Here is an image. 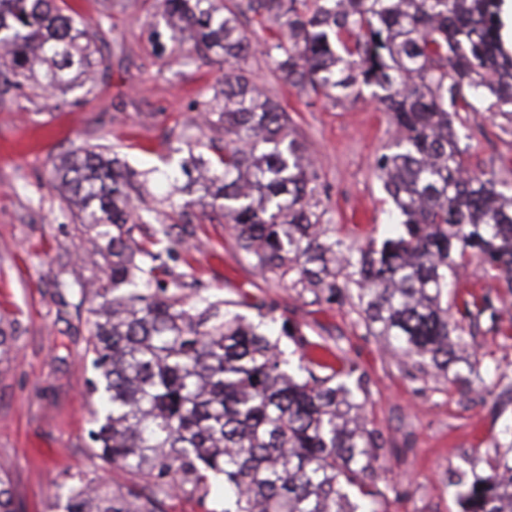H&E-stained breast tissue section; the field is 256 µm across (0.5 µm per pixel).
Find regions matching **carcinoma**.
<instances>
[{
  "instance_id": "cac0c4a2",
  "label": "carcinoma",
  "mask_w": 512,
  "mask_h": 512,
  "mask_svg": "<svg viewBox=\"0 0 512 512\" xmlns=\"http://www.w3.org/2000/svg\"><path fill=\"white\" fill-rule=\"evenodd\" d=\"M53 0H0V80L34 93L65 92L97 63L98 47L83 23ZM166 13L191 30L184 64L233 65L224 73V106L208 110L224 138L214 157L191 154L166 175L180 193H200L224 212L241 248L264 273H294L304 288L342 294L336 263L351 267L368 328L397 344L419 369L449 377L463 337L448 321V274L476 254L512 288V196L493 178L465 175L455 123L467 98L512 106V54L500 40V0H162ZM250 12L274 20L282 36L267 52L280 78L336 101L362 87L397 127L392 151L375 162L400 222L381 246L353 251L324 236L308 198L316 173L290 118L262 93L239 63L254 46L240 28ZM64 200L78 208L105 260L101 277L74 279L88 313L87 353L104 399L89 439L102 470L126 469L142 484L108 493L80 478L61 512H167L175 489L205 509L211 479L224 477L222 512H385L388 489L376 482L375 431L361 421L352 390L336 377L329 345L311 342L283 322L284 335L306 351L303 379L287 370L260 317L274 307L195 296L170 262L172 227L150 228L135 202L138 173L99 147L80 148L53 165ZM490 376L480 362L469 377ZM367 499H352L350 489ZM461 512H512V440L471 471ZM0 512H20L0 469Z\"/></svg>"
}]
</instances>
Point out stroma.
Listing matches in <instances>:
<instances>
[{"instance_id":"1","label":"stroma","mask_w":512,"mask_h":512,"mask_svg":"<svg viewBox=\"0 0 512 512\" xmlns=\"http://www.w3.org/2000/svg\"><path fill=\"white\" fill-rule=\"evenodd\" d=\"M160 0H55L78 14L102 55L105 77L92 87L35 95L0 91V323L12 332L15 354L0 362V464H7L23 512H56L55 498L73 479L100 478L107 490L127 491L133 479L102 472L88 437L98 394L86 356L89 325L62 279L100 276L103 260L91 254L88 232L68 210L51 177L53 162L81 147L105 145L130 168L146 173L143 200L181 220L168 199L166 171L214 137L205 120L224 70L199 62L180 65L191 34L158 53L154 33L164 30ZM256 45L244 68L288 112L317 178L311 199L321 229L359 248L392 236L396 209L374 168L389 151L397 128L369 93L343 102L315 97L284 83L265 53L278 27L245 19ZM459 129L464 164L495 178L512 193V114L473 100ZM193 237L179 245L177 270L186 282L224 299L240 295L273 304L269 325L291 366L299 356L280 321L312 341H324L363 376L356 396L367 428L383 452L375 464L378 485L389 486L386 512H460L459 477L495 455L512 434V289L466 255L451 277L448 316L466 346L463 357L495 368L491 386H464L416 371L410 359L367 331L357 290L330 300L292 277L261 274L241 250L221 210L192 200ZM490 298L493 312L467 316L465 304Z\"/></svg>"}]
</instances>
